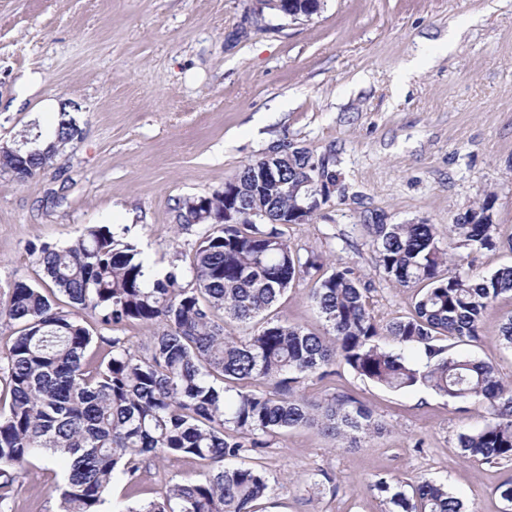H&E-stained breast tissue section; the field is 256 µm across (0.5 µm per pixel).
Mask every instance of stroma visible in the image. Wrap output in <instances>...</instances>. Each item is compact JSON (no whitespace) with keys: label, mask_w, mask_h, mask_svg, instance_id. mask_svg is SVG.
Here are the masks:
<instances>
[{"label":"stroma","mask_w":512,"mask_h":512,"mask_svg":"<svg viewBox=\"0 0 512 512\" xmlns=\"http://www.w3.org/2000/svg\"><path fill=\"white\" fill-rule=\"evenodd\" d=\"M257 0H0V141L19 144L53 115L42 103L75 104L82 130L34 178L0 169V302L35 282L28 244L64 246L90 224L111 225L160 266L187 263L199 229L180 230L176 204L224 189L243 165L288 140L331 156L344 189L288 235L371 283L381 321L408 314L415 291L386 282L363 224L426 222L447 232L459 213L492 199L499 246L462 255L473 277L512 264V0H325L309 19L268 15ZM41 77L25 92V74ZM297 282L278 319L325 328ZM512 296L489 308L480 337L453 354L489 362L512 381V349L499 328ZM298 395L353 396L383 426L344 448L317 429L272 439L259 468L272 486L260 512H389L380 477L447 484L467 512H506L497 487L512 464L463 456L460 434L491 422L484 407L420 386L393 391L333 363ZM207 462L168 456L147 463L137 496L115 476L108 504L133 507ZM61 465L34 457L0 512H57ZM318 488H308L309 478Z\"/></svg>","instance_id":"obj_1"}]
</instances>
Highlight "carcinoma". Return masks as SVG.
<instances>
[{
    "label": "carcinoma",
    "instance_id": "carcinoma-1",
    "mask_svg": "<svg viewBox=\"0 0 512 512\" xmlns=\"http://www.w3.org/2000/svg\"><path fill=\"white\" fill-rule=\"evenodd\" d=\"M81 129L69 112L33 135L38 155L3 143L0 167L19 181L34 177L71 144ZM259 161L225 181L224 191L178 203L179 227L201 236L188 266L171 262L150 278L137 246L106 224H92L65 246H33L43 277L13 285L0 318L19 334L0 353V504L30 460L46 455L64 466L59 512H101L104 493L119 473L134 494L143 464L165 455L224 462L260 456L270 439L310 427L357 448L383 426L348 395L308 400L295 394L299 379L330 375L341 359L358 377L393 390L426 386L451 400L478 403L492 415L482 429L459 436V448L486 464L512 463V385L492 364L448 355L472 342L488 308L512 294V265L473 279L451 269L433 224L364 225L373 238L375 267L385 280L416 289L413 312L387 323L368 307L371 283L347 266L324 270L319 254L298 248L287 224H304L303 181L319 173L342 192L332 160L307 147L281 154L275 180L259 182ZM263 212L252 220L249 212ZM486 199L450 228L456 247L497 248ZM300 280L326 322L317 334L271 317L280 297ZM90 309L106 330L163 323L138 355L123 336H102L110 356L90 353L94 336L80 311ZM224 313L223 323L214 320ZM254 324L238 337L232 324ZM389 337L398 350H387ZM269 384V389H257ZM373 490L395 512H466L442 484L423 480L412 495L385 478ZM271 491L246 463L224 467L190 483H176L161 500L129 512H258Z\"/></svg>",
    "mask_w": 512,
    "mask_h": 512
}]
</instances>
